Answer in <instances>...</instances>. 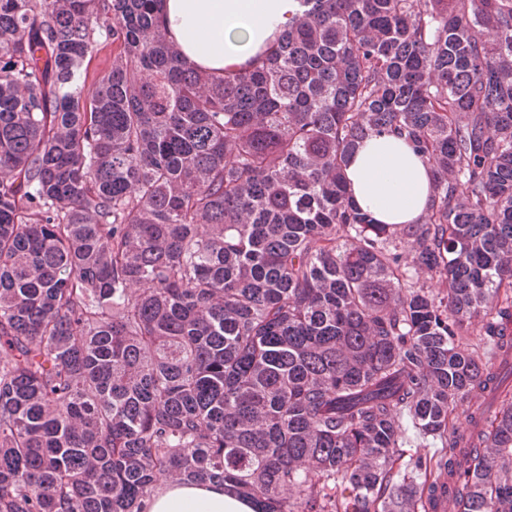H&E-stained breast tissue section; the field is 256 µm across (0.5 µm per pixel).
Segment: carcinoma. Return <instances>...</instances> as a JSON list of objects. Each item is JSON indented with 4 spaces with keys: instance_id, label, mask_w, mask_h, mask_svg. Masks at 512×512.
I'll use <instances>...</instances> for the list:
<instances>
[{
    "instance_id": "cac0c4a2",
    "label": "carcinoma",
    "mask_w": 512,
    "mask_h": 512,
    "mask_svg": "<svg viewBox=\"0 0 512 512\" xmlns=\"http://www.w3.org/2000/svg\"><path fill=\"white\" fill-rule=\"evenodd\" d=\"M162 2L0 0V512H512V0H298L222 77ZM380 134L417 224L346 193ZM346 176L352 199L379 224H412L426 212L432 172L402 139H366L351 156ZM254 506L224 486L164 483L163 489L147 502V512H254Z\"/></svg>"
}]
</instances>
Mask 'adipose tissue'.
Masks as SVG:
<instances>
[{
	"label": "adipose tissue",
	"instance_id": "obj_1",
	"mask_svg": "<svg viewBox=\"0 0 512 512\" xmlns=\"http://www.w3.org/2000/svg\"><path fill=\"white\" fill-rule=\"evenodd\" d=\"M297 0H163L160 22L184 61L224 75L261 60L285 30ZM355 203L380 224L424 216L432 172L425 158L392 135L366 139L346 170ZM146 512H254L251 503L216 485L165 484Z\"/></svg>",
	"mask_w": 512,
	"mask_h": 512
}]
</instances>
